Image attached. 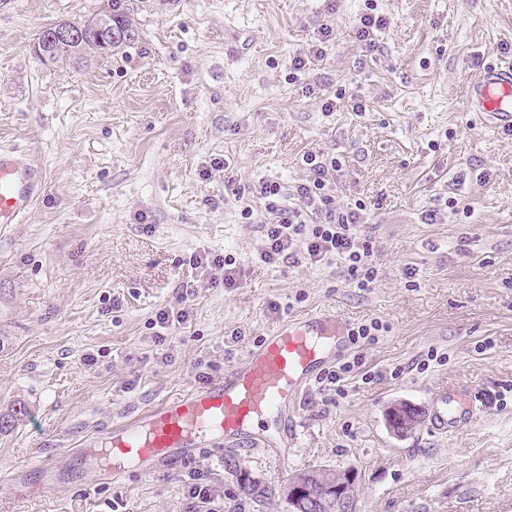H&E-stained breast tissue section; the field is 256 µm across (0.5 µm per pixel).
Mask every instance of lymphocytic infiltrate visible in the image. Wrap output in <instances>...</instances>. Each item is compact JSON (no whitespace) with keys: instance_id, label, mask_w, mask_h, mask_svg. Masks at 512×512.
Returning <instances> with one entry per match:
<instances>
[{"instance_id":"obj_1","label":"lymphocytic infiltrate","mask_w":512,"mask_h":512,"mask_svg":"<svg viewBox=\"0 0 512 512\" xmlns=\"http://www.w3.org/2000/svg\"><path fill=\"white\" fill-rule=\"evenodd\" d=\"M309 173L292 186L275 181L259 182L256 194L264 201L268 220L263 224L264 245L259 254L267 264L318 265L339 260L345 279L356 288L374 282L372 264L375 244L364 234L367 206L362 201L340 203L332 188L340 169L338 158L329 154L303 155ZM188 265L201 278L228 288L240 287L244 272L233 256L199 251L190 255Z\"/></svg>"}]
</instances>
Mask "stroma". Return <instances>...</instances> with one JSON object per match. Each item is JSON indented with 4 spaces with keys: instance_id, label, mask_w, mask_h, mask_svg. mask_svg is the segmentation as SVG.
Wrapping results in <instances>:
<instances>
[{
    "instance_id": "obj_1",
    "label": "stroma",
    "mask_w": 512,
    "mask_h": 512,
    "mask_svg": "<svg viewBox=\"0 0 512 512\" xmlns=\"http://www.w3.org/2000/svg\"><path fill=\"white\" fill-rule=\"evenodd\" d=\"M105 3L0 0V147L43 170L24 220L0 223V413L27 408L0 434V512H190L193 470L226 512H288L282 497L245 496L232 460L275 488L353 469L361 512H512V133L465 104L473 60L512 62L500 48L512 0H337L333 13L325 0H131V45L79 64L33 55L43 27ZM371 5L388 25L365 55L354 30ZM324 23L335 38L322 61L290 77ZM308 152L337 156L340 199L367 205L370 288L348 287L333 261L258 259L266 213L250 190L303 179ZM201 249L235 257L245 284L197 280L186 261ZM180 300L188 321L157 333L156 313ZM320 311L383 324L341 355L375 378L342 396L310 382L286 449L206 448L112 482L82 462L102 427L223 376L283 319ZM438 385L464 389L477 417L391 435L388 406L430 410Z\"/></svg>"
}]
</instances>
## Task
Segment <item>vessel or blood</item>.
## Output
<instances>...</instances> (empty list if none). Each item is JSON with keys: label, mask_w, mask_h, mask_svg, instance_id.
<instances>
[{"label": "vessel or blood", "mask_w": 512, "mask_h": 512, "mask_svg": "<svg viewBox=\"0 0 512 512\" xmlns=\"http://www.w3.org/2000/svg\"><path fill=\"white\" fill-rule=\"evenodd\" d=\"M466 106L512 132V70L490 64L468 84ZM42 171L23 152H0V223L13 224L29 211ZM346 329L334 314L287 318L224 376L166 398L133 418L114 422L101 441L110 463L103 479L121 477L126 462L170 466L205 443L252 447L287 445L288 410L305 393L316 371L343 351ZM431 425L455 430L474 416L471 403L445 389L431 392Z\"/></svg>", "instance_id": "b4317fda"}]
</instances>
